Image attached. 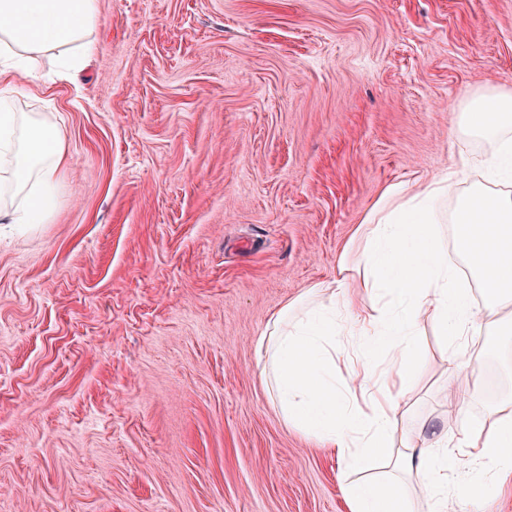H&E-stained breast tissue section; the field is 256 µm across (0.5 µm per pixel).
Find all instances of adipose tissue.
<instances>
[{"instance_id": "adipose-tissue-1", "label": "adipose tissue", "mask_w": 512, "mask_h": 512, "mask_svg": "<svg viewBox=\"0 0 512 512\" xmlns=\"http://www.w3.org/2000/svg\"><path fill=\"white\" fill-rule=\"evenodd\" d=\"M94 27L95 0H0L2 223H43L68 163L56 126L12 110L11 80L50 53L77 65L96 49ZM460 132L494 145L470 191L449 203L452 171L386 187L341 255L335 279L287 303L257 341L287 423L337 451L347 469L389 459L384 478H342L350 512H415L409 481L426 491L428 512H454L461 463L475 493L512 480V397L482 417L463 418L455 439L406 420L423 319H432L448 351L447 400L455 410L483 372L471 343L498 328L512 334V319L503 317L512 309V194L490 188L512 182V92L469 94ZM449 222L478 291L448 261ZM350 326L363 341L343 355L336 338Z\"/></svg>"}]
</instances>
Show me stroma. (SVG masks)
<instances>
[{
  "instance_id": "1",
  "label": "stroma",
  "mask_w": 512,
  "mask_h": 512,
  "mask_svg": "<svg viewBox=\"0 0 512 512\" xmlns=\"http://www.w3.org/2000/svg\"><path fill=\"white\" fill-rule=\"evenodd\" d=\"M95 36L14 79L70 163L0 223V512H349L257 340L388 185L478 179L459 112L512 90V0H97ZM419 344L410 418L459 430Z\"/></svg>"
}]
</instances>
